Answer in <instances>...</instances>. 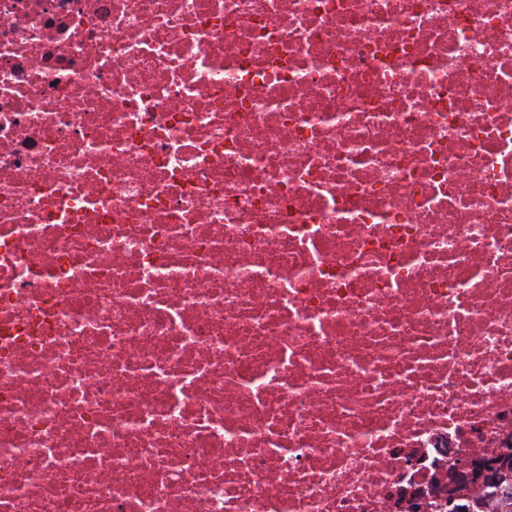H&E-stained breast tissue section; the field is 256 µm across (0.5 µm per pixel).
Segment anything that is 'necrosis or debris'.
Returning a JSON list of instances; mask_svg holds the SVG:
<instances>
[{"label": "necrosis or debris", "mask_w": 512, "mask_h": 512, "mask_svg": "<svg viewBox=\"0 0 512 512\" xmlns=\"http://www.w3.org/2000/svg\"><path fill=\"white\" fill-rule=\"evenodd\" d=\"M512 454V0H0V512H446Z\"/></svg>", "instance_id": "necrosis-or-debris-1"}]
</instances>
